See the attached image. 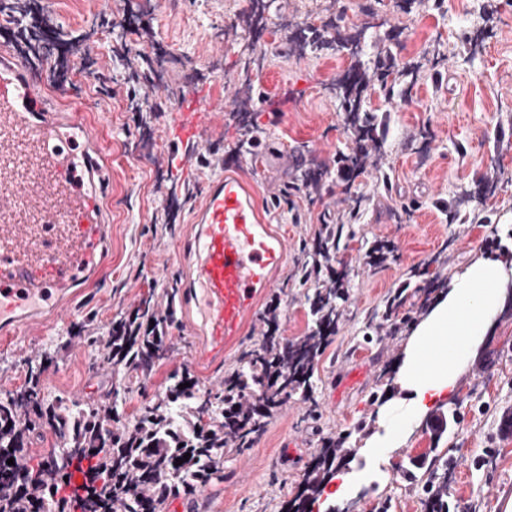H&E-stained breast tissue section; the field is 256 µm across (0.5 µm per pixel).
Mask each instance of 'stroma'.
Instances as JSON below:
<instances>
[{"mask_svg":"<svg viewBox=\"0 0 512 512\" xmlns=\"http://www.w3.org/2000/svg\"><path fill=\"white\" fill-rule=\"evenodd\" d=\"M49 4L57 30L88 45V56L62 50L56 32L43 43L64 56L65 81L45 93L53 109L83 108L104 144L106 206L112 209L111 266L92 288L70 302L69 323L47 317L22 341L0 335V393L19 387L27 360L48 356V394L67 401H112V370L96 360L89 340L107 333L113 317L131 313L146 294L166 307L171 288L187 274L176 258L177 240L192 232L188 210L224 161L239 172L274 230L288 236V260L277 288L264 296L244 334L217 363H195L202 337L179 326L168 334V360L150 375L132 379L120 415L129 416L165 393L172 376L187 372L217 389L242 351L259 346L271 302L279 304L287 339L312 328L298 270L326 224L352 223L332 263L347 271V299L336 333L316 367L311 399L294 396L268 420L254 447L224 457V478L211 482L197 512H285L326 439L345 438L352 457L339 469L352 479L335 512H424L423 484L448 472V512H502L512 498V296L490 328L480 355L456 389L436 403L389 459L366 449L388 401L398 355L412 328L456 276L481 254L512 253V183L499 171L512 167V10L503 0H411L407 11L392 0H264V19L287 24L267 42V73L250 100L238 93L241 59L254 50L233 39L252 0H30ZM329 26L308 27V20ZM489 25L485 53L467 48L466 33ZM155 39L167 50L162 82L148 80L153 63L139 50ZM442 64L385 95L379 64L391 71L418 57ZM364 72L363 112L374 114L371 139L359 140L338 99L319 93L342 71ZM141 83L155 111L136 112L123 97L127 82ZM221 106L195 153L196 171L182 177L160 162L167 145L169 109L188 88ZM252 111L239 123L233 109ZM364 147L363 173L353 182L338 174L340 155ZM361 209H354L355 197ZM457 211L449 220V211ZM385 245L381 265L367 264L369 247ZM404 302L396 320L385 319L394 292ZM82 327L70 336V326ZM316 400L319 418L308 415ZM420 461L415 480L403 477Z\"/></svg>","mask_w":512,"mask_h":512,"instance_id":"35a3bbf8","label":"stroma"}]
</instances>
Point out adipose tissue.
<instances>
[{
	"label": "adipose tissue",
	"instance_id": "ef3b65f1",
	"mask_svg": "<svg viewBox=\"0 0 512 512\" xmlns=\"http://www.w3.org/2000/svg\"><path fill=\"white\" fill-rule=\"evenodd\" d=\"M512 282V260L481 255L411 331L393 383L400 392L382 409L370 447L390 455L402 448L435 402L451 393L480 353Z\"/></svg>",
	"mask_w": 512,
	"mask_h": 512
}]
</instances>
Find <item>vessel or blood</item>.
<instances>
[{"mask_svg":"<svg viewBox=\"0 0 512 512\" xmlns=\"http://www.w3.org/2000/svg\"><path fill=\"white\" fill-rule=\"evenodd\" d=\"M46 71L0 54V333L23 338L41 324L45 303L94 284L110 264L112 226L99 202L97 162L56 148L64 134L90 137L82 110L49 111L40 96ZM215 105L188 89L171 115L164 163L188 171V147ZM33 210L32 223L16 216ZM192 272L180 287L187 332H201L198 360L219 361L242 335L261 295L276 288L274 272L288 257L285 237L264 224L258 202L234 175L211 179L194 213Z\"/></svg>","mask_w":512,"mask_h":512,"instance_id":"vessel-or-blood-1","label":"vessel or blood"}]
</instances>
